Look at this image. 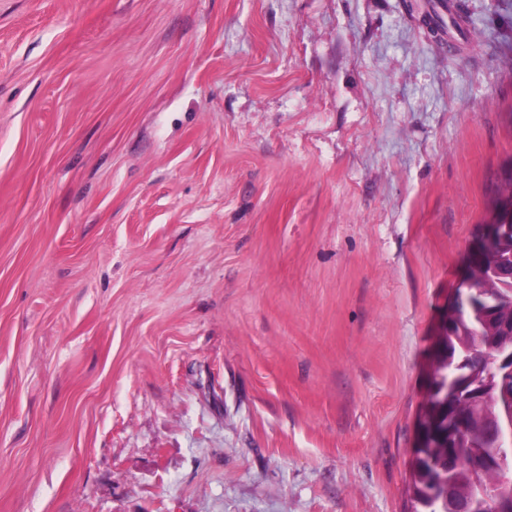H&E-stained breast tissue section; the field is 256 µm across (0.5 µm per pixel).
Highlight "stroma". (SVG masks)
<instances>
[{"label": "stroma", "mask_w": 512, "mask_h": 512, "mask_svg": "<svg viewBox=\"0 0 512 512\" xmlns=\"http://www.w3.org/2000/svg\"><path fill=\"white\" fill-rule=\"evenodd\" d=\"M0 0V512H410L512 0ZM456 321L455 317L453 315V312L450 308L445 309L440 326L438 328L437 333V353L433 360V362L441 360L445 358L447 355L449 356L448 352V345L446 344L445 336H449L450 333L453 331L455 327Z\"/></svg>", "instance_id": "35a3bbf8"}]
</instances>
